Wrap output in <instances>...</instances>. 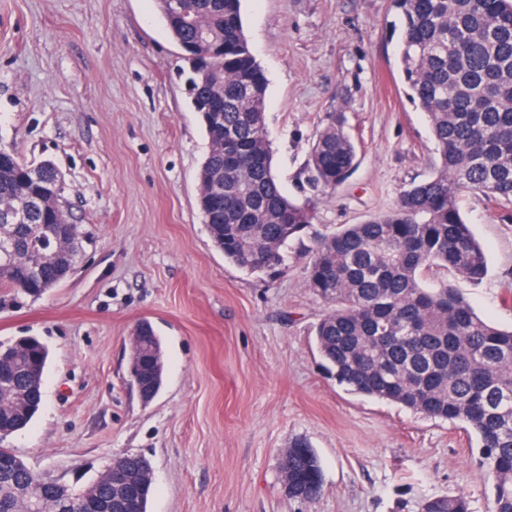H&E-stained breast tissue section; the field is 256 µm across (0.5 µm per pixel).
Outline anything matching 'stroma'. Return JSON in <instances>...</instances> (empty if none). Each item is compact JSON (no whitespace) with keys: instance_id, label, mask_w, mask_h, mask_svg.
<instances>
[{"instance_id":"35a3bbf8","label":"stroma","mask_w":512,"mask_h":512,"mask_svg":"<svg viewBox=\"0 0 512 512\" xmlns=\"http://www.w3.org/2000/svg\"><path fill=\"white\" fill-rule=\"evenodd\" d=\"M264 69L274 170L315 204L288 265L250 275L206 231L197 175L208 151L185 64L155 0H0V146L53 162L86 235L78 268L37 299L0 304V342L49 348L43 404L5 442L39 476L90 485L114 458L153 470L148 512H421L465 494L491 512L492 477L462 425L346 391L321 368L314 325L331 306L305 286L304 244L390 210L426 178L435 144L396 63L390 0H242ZM343 113L357 167L336 189L305 165ZM489 258L481 283L453 285L484 319L512 325V204L463 193ZM163 340L150 402L128 384L139 322ZM315 452L322 492L287 499L281 463Z\"/></svg>"}]
</instances>
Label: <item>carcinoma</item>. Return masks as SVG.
Returning a JSON list of instances; mask_svg holds the SVG:
<instances>
[{"label":"carcinoma","instance_id":"obj_1","mask_svg":"<svg viewBox=\"0 0 512 512\" xmlns=\"http://www.w3.org/2000/svg\"><path fill=\"white\" fill-rule=\"evenodd\" d=\"M401 27L397 64L410 102L425 113L437 160L429 177L413 181L389 211L323 236L311 254L306 287L333 309L315 328V343L336 382L353 394L387 400L427 418L463 424L477 437L494 474L492 512H512V329L482 319L444 273L480 283L488 270L483 248L464 221V191L512 203V0H390ZM191 14L158 7L174 41L200 54L202 73L191 80V105L212 142L202 173L224 193L198 194L204 223L224 259L250 273L286 266L288 247L304 245L314 206L288 199L272 171L266 125L267 77L245 36L241 0H188ZM220 98L211 116L202 105ZM357 150L343 115H331L311 147L309 181L334 188L351 174ZM61 175L36 168L15 148L0 160V205L30 201L20 227L0 231V249L16 250L19 267L36 261L33 227L71 239V259L31 274H0V288L38 298L73 272L83 235L57 192ZM437 277L440 287L427 280ZM43 344H2L9 375L0 387H33L31 404L0 417V429L24 430L42 405ZM163 342L154 327L140 332L141 364L132 383L141 399L161 390ZM320 465L311 449L288 455V499L311 502L321 493ZM93 491L109 512H128L112 487ZM32 501L37 512H88L76 497L50 492L15 454L0 464V512ZM422 512H469L463 495L426 501Z\"/></svg>","mask_w":512,"mask_h":512}]
</instances>
